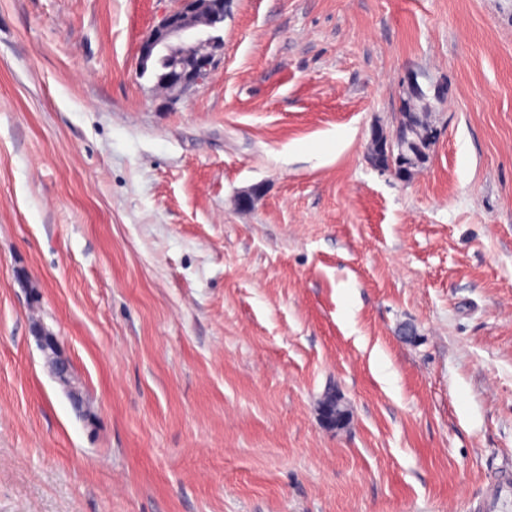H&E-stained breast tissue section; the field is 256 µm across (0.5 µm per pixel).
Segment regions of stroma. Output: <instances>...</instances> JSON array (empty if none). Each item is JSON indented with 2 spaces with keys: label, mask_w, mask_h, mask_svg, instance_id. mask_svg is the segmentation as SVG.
<instances>
[{
  "label": "stroma",
  "mask_w": 512,
  "mask_h": 512,
  "mask_svg": "<svg viewBox=\"0 0 512 512\" xmlns=\"http://www.w3.org/2000/svg\"><path fill=\"white\" fill-rule=\"evenodd\" d=\"M177 5L0 0V512H512V0H233L171 100ZM233 0H179L141 39L138 66L141 76L153 73L156 61L165 57L167 74L157 86L171 98L206 79L215 56L223 50L224 19ZM426 94L422 89H409L402 99L398 125L394 133L388 134L382 126L371 131L374 149L385 158L386 141L400 140L410 145L414 153V164L404 177L409 181L416 172L423 169L430 161L431 149L436 142L437 130L430 120ZM321 418L327 427L336 429L344 427L348 422L349 410L346 402L336 391H329L322 400Z\"/></svg>",
  "instance_id": "1"
}]
</instances>
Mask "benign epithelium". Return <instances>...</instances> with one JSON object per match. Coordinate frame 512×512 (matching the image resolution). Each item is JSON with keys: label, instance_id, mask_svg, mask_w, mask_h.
Here are the masks:
<instances>
[{"label": "benign epithelium", "instance_id": "7a95c632", "mask_svg": "<svg viewBox=\"0 0 512 512\" xmlns=\"http://www.w3.org/2000/svg\"><path fill=\"white\" fill-rule=\"evenodd\" d=\"M233 0H179V6L165 14L141 39L138 46L140 75L151 74L156 61L164 57L169 69L157 86L171 98L206 79L216 54L223 50L224 19ZM323 423L340 429L349 420L344 398L332 390L321 403Z\"/></svg>", "mask_w": 512, "mask_h": 512}]
</instances>
